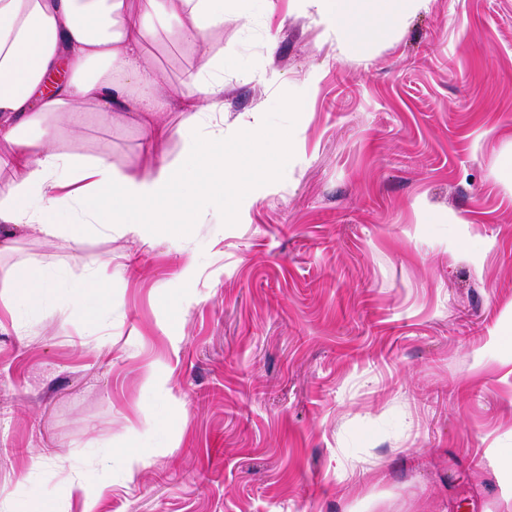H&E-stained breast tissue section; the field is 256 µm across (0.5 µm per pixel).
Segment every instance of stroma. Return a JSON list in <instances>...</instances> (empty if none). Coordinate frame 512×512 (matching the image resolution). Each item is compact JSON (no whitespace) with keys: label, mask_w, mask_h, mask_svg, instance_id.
Listing matches in <instances>:
<instances>
[{"label":"stroma","mask_w":512,"mask_h":512,"mask_svg":"<svg viewBox=\"0 0 512 512\" xmlns=\"http://www.w3.org/2000/svg\"><path fill=\"white\" fill-rule=\"evenodd\" d=\"M224 118L314 86L287 172L253 179L237 219L197 224L184 253L119 229L82 243L16 229L0 264L109 261L96 299L60 293L9 314L0 288V512L67 497L96 512H512L485 456L512 448V0H430L363 56L296 0L224 16ZM159 120L202 59L151 48ZM275 72L280 84L264 80ZM57 144L135 162L132 117L77 106ZM433 215L434 223L422 221ZM460 216L449 223V214Z\"/></svg>","instance_id":"stroma-1"}]
</instances>
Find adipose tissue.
Returning a JSON list of instances; mask_svg holds the SVG:
<instances>
[{
  "label": "adipose tissue",
  "instance_id": "obj_1",
  "mask_svg": "<svg viewBox=\"0 0 512 512\" xmlns=\"http://www.w3.org/2000/svg\"><path fill=\"white\" fill-rule=\"evenodd\" d=\"M233 0H0V253L13 248L12 230L26 226L49 237L80 241L91 230L119 227L143 240L157 225L170 248L182 250L192 224L241 212L248 198L239 183L240 159L224 142V57H206L178 94L188 120L177 130L181 152L163 147L166 129L148 104L153 75L147 44L167 38L209 42L224 29ZM318 24L353 53L388 38L399 20L428 0H298ZM81 102L107 114L135 110L143 162L121 168L109 149L86 159L56 147L55 119ZM247 129L256 155H276L287 169L299 126L276 138L261 115ZM112 274L107 265L30 262L0 266L9 311L40 309L51 293L80 288L99 297Z\"/></svg>",
  "mask_w": 512,
  "mask_h": 512
}]
</instances>
